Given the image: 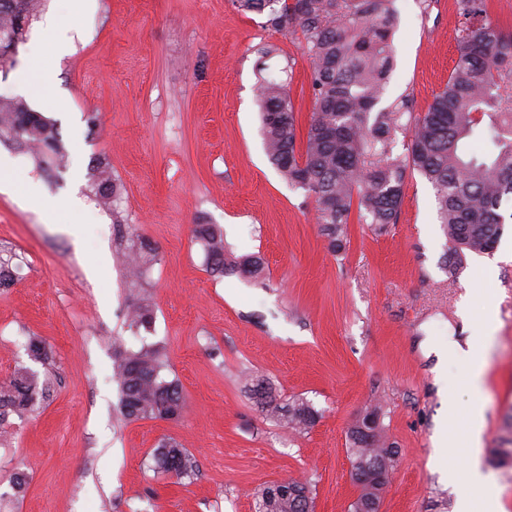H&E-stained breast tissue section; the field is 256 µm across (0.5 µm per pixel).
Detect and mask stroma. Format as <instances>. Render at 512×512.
Wrapping results in <instances>:
<instances>
[{"instance_id":"1","label":"stroma","mask_w":512,"mask_h":512,"mask_svg":"<svg viewBox=\"0 0 512 512\" xmlns=\"http://www.w3.org/2000/svg\"><path fill=\"white\" fill-rule=\"evenodd\" d=\"M394 8L384 98L409 96L422 112L448 80L462 18L456 0ZM41 11L59 21L46 32L31 22L0 71V96L16 97L19 74L39 60L41 84L25 100L56 125L68 163L50 171L0 141L14 161L13 188L0 191V257L15 274L0 288V383L27 369L51 390L7 418L0 512H255L259 490L287 478L309 486L315 512H351L347 431L374 405L396 450L381 512H454L467 488L436 426L449 404L466 421L473 395L460 364L436 370L434 349L470 336L461 314L477 295L494 304L496 330L478 349L488 361L480 460L496 490L482 510L512 512V208L496 249L449 274L434 190L415 173L396 224L380 234L351 213L345 248L331 251L312 199L281 178L260 135L263 78L288 83L308 127L300 32L276 31L237 0H45ZM46 39L66 54L42 57ZM271 43L281 55L262 60ZM98 160L122 185L107 208L87 177ZM30 192L73 194L82 206L48 217L24 205ZM199 222L219 225L233 253L260 256L263 277H213L192 234ZM143 242L156 259L134 281L123 256ZM484 263L494 276L480 281ZM141 302L152 319L136 328L127 314ZM33 336L48 364L30 359ZM152 346L187 411L123 422L113 358ZM248 372L310 401L317 423L294 432L267 418L246 391ZM169 438L197 459L193 476L154 471L153 451ZM439 457L447 475L434 468Z\"/></svg>"}]
</instances>
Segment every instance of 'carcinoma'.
<instances>
[{
    "mask_svg": "<svg viewBox=\"0 0 512 512\" xmlns=\"http://www.w3.org/2000/svg\"><path fill=\"white\" fill-rule=\"evenodd\" d=\"M41 0H0V39L26 41L18 31L17 13L35 17ZM246 11L265 13L278 31L300 30L310 59L312 112L303 146H298V119L287 84L263 79L256 88L266 154L288 185L313 198L316 223L331 251L347 237L352 207L378 230L397 223L407 176H422L434 189L438 218L448 236L445 265L455 274L466 256L495 249L503 234V201L512 199V35L494 23L485 0H458L465 25L457 36V59L448 83L426 111H412L400 97L380 106L393 66V0H239ZM486 124L491 151L485 160L464 150L467 139ZM409 133L405 152L395 151L396 134ZM35 147L39 156L60 154L54 124L21 99L0 98V137ZM92 185L107 204L120 191L109 163L91 168ZM193 234L205 252L209 271L218 276L257 277L263 272L254 255H236L215 224H196ZM152 261L143 245L128 256L135 274ZM157 348L119 354L115 377L120 410L128 420H174L186 402L175 381L163 379ZM250 399L265 415L286 428L305 431L320 414L303 398H284L267 379L247 381ZM48 383L36 373H17L0 384V429L11 412L33 409ZM374 422L370 444L358 437L360 424ZM352 463L369 466L390 457L381 414L368 408L348 431ZM153 459L160 472L190 476L197 461L186 449L164 443ZM266 512H303L286 497L272 498Z\"/></svg>",
    "mask_w": 512,
    "mask_h": 512,
    "instance_id": "carcinoma-1",
    "label": "carcinoma"
}]
</instances>
